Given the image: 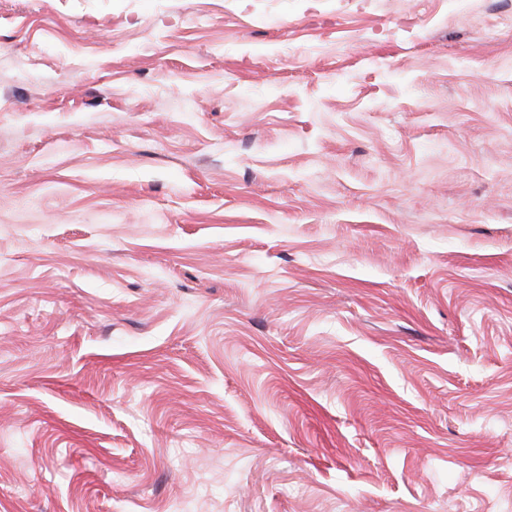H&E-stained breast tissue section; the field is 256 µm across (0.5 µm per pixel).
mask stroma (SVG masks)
Segmentation results:
<instances>
[{"label": "stroma", "instance_id": "35a3bbf8", "mask_svg": "<svg viewBox=\"0 0 512 512\" xmlns=\"http://www.w3.org/2000/svg\"><path fill=\"white\" fill-rule=\"evenodd\" d=\"M512 0H0V512H512Z\"/></svg>", "mask_w": 512, "mask_h": 512}]
</instances>
